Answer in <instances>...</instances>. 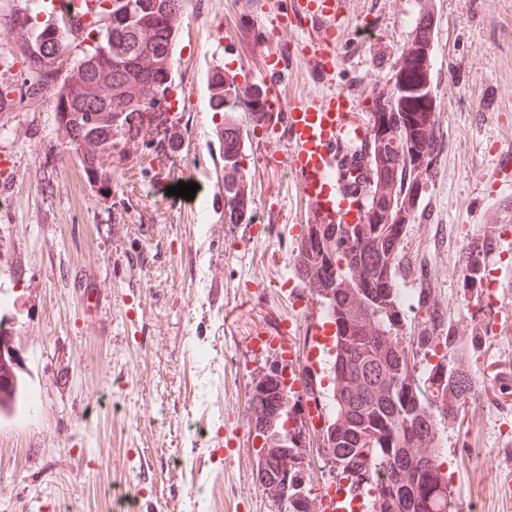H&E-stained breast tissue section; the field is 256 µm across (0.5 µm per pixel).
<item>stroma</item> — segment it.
I'll use <instances>...</instances> for the list:
<instances>
[{"mask_svg":"<svg viewBox=\"0 0 512 512\" xmlns=\"http://www.w3.org/2000/svg\"><path fill=\"white\" fill-rule=\"evenodd\" d=\"M183 6L173 56L171 107L147 133L106 158L111 186L90 185L68 151L52 100L26 93L25 50L9 30L32 15V0H0V158L13 179L0 187V345L16 363L0 394V512H115L114 490L132 494L131 512H286L255 478L257 453L246 420L255 378L304 347L305 329L325 319L316 300L282 295L294 275L276 236L308 216L281 158L245 143L244 166L256 205L248 224H224L166 189L198 184V196L224 189L213 168L220 118L208 105L207 73L238 70L261 91L258 32L268 17L240 0ZM437 29L430 72L446 96L437 117L445 142L432 175L423 223L409 225L398 287L429 284L459 342L478 339L469 366L480 397L460 424L442 429L443 468L456 512H512V222L494 223L506 190L493 182L512 146V0H350L338 38L345 57L318 77L298 55L274 96L300 101L354 86L388 84L367 47L350 35L375 24L378 44L396 53L421 9ZM493 237L486 259L502 304L485 310L463 294L468 243ZM109 282L86 308L79 275ZM496 333H488V321ZM273 345H265V338ZM120 412L102 406L103 397ZM203 424L196 443L186 420Z\"/></svg>","mask_w":512,"mask_h":512,"instance_id":"1","label":"stroma"}]
</instances>
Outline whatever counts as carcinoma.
I'll return each mask as SVG.
<instances>
[{
    "label": "carcinoma",
    "instance_id": "1",
    "mask_svg": "<svg viewBox=\"0 0 512 512\" xmlns=\"http://www.w3.org/2000/svg\"><path fill=\"white\" fill-rule=\"evenodd\" d=\"M85 38L94 32L107 33L112 43V63L106 68L77 65L58 79L61 58L69 53L75 35H64L65 27L46 22L36 28L31 42L37 49H26L30 84L29 95L52 91L56 121L66 143L77 153L91 133L101 140L105 152L112 153L119 143L139 133L140 119L126 120L115 131L92 125L94 113L103 104L82 96V87L106 71L112 82L125 84L136 80L141 60L146 55L167 58L175 46L176 35L165 25V15L183 7L184 0H158L128 20L111 14L95 0ZM148 29L150 41H142L139 32ZM433 49L431 40L418 34L399 50L391 68L394 83L367 96L370 100L369 140L348 161H340L345 190L366 204V214L352 224L338 221L304 225L298 245L295 269L310 293L326 309L329 322L336 326L332 349L331 400H326L314 373L303 369L304 392L315 402L319 414L327 415L323 450L332 459H340L359 439L375 438L371 456L356 461V469L367 475L364 493L371 496L370 512H388L387 500L397 499L404 512H451L448 474L439 462L440 427L456 424L465 405L477 394V383L467 365V350L457 355L439 356L425 376L416 374L415 357L410 346L416 344L436 352L456 345L452 328L444 313L430 300L431 289L421 288L418 308L424 310L410 333L403 332L404 305L396 288L403 257L401 241L408 225L425 217V198L435 168L436 127L430 110L436 96L418 93L431 82L426 62ZM209 99L224 102L238 100L234 84L224 85V72L207 75ZM234 120L224 122V155L236 154L243 142H230L237 133ZM102 154L80 158L89 182L108 179L100 162ZM251 194L245 167L224 164V223L248 224L252 220ZM490 238L469 242L462 265L461 286L470 293L482 285L481 268L491 252ZM454 370L449 378L447 369ZM405 374L429 390L424 398L418 391L398 389L389 393L391 378ZM277 378L267 370L256 381L249 408L257 427L270 432L267 465L270 471H286L289 456L286 447L298 450L302 432L283 443L285 410L272 404V386ZM386 448H401L410 460L408 470L396 473L383 465ZM276 502L287 504L288 512H313V498L299 496L295 490L269 483L264 487Z\"/></svg>",
    "mask_w": 512,
    "mask_h": 512
}]
</instances>
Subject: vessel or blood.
<instances>
[{
  "mask_svg": "<svg viewBox=\"0 0 512 512\" xmlns=\"http://www.w3.org/2000/svg\"><path fill=\"white\" fill-rule=\"evenodd\" d=\"M347 0H306L304 25L284 19L279 25L283 37L298 31L311 33L308 56L316 73L323 78L335 71L340 55L336 24L346 14ZM364 91L345 89L328 96H315L284 107L287 139L268 138L261 144L265 156H283L296 179L299 195L308 204L312 217L324 222L339 220L345 199L336 182L339 160L354 153L360 142L350 115L364 98ZM272 97L253 93L248 97V116L253 121H268Z\"/></svg>",
  "mask_w": 512,
  "mask_h": 512,
  "instance_id": "b4317fda",
  "label": "vessel or blood"
}]
</instances>
